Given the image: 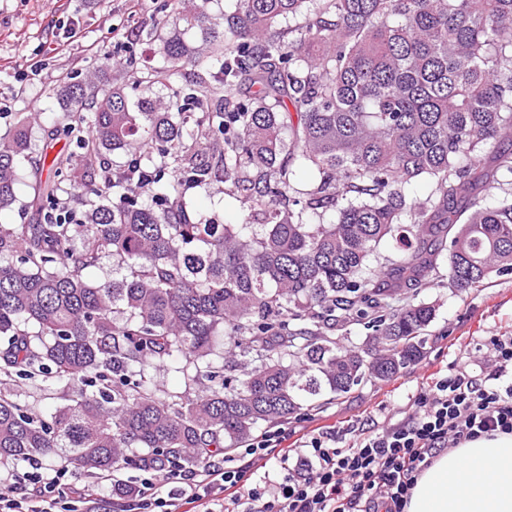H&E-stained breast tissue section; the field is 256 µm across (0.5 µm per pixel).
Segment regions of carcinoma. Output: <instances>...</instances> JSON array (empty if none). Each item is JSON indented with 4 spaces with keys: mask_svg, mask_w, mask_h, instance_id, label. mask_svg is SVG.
<instances>
[{
    "mask_svg": "<svg viewBox=\"0 0 512 512\" xmlns=\"http://www.w3.org/2000/svg\"><path fill=\"white\" fill-rule=\"evenodd\" d=\"M201 2L170 0L151 32L165 65L54 90L50 166L6 117L0 211L25 173L36 220L0 224V368L72 396L37 416L0 391V463L202 469L418 363L436 308L392 306L401 287H432L445 260L460 294L512 275V0H234L220 28ZM422 179L432 193L408 203ZM216 183L248 205L241 223L189 206ZM104 257L112 275L88 280ZM347 324L362 344L328 335ZM161 364L183 390L157 388Z\"/></svg>",
    "mask_w": 512,
    "mask_h": 512,
    "instance_id": "1",
    "label": "carcinoma"
}]
</instances>
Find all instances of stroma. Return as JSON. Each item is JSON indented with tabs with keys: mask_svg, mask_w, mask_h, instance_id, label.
<instances>
[{
	"mask_svg": "<svg viewBox=\"0 0 512 512\" xmlns=\"http://www.w3.org/2000/svg\"><path fill=\"white\" fill-rule=\"evenodd\" d=\"M166 4L167 0H0V101L14 112L36 111L41 132H48L62 110L52 87L65 78L95 75L96 58L102 48L111 46L112 35H131L137 46L134 57L113 66L110 79L126 80L133 64H163L158 43L147 33L165 18ZM68 18L78 20L79 27L74 41L67 43L52 28L57 20ZM34 57L44 60L46 69L37 81L23 80L26 63ZM190 199L218 224H234L245 216L242 204L217 185L207 193L191 192ZM421 297L435 303L436 318L424 356L414 369L292 417L284 423L289 440L331 431L345 448L362 429L408 415L423 385L440 368L458 365L474 376H485L484 337L493 331L512 333V277H494L484 287L458 294L449 290L448 270L443 267ZM18 390L22 404L38 412L55 410L69 399L67 389L41 375L19 382Z\"/></svg>",
	"mask_w": 512,
	"mask_h": 512,
	"instance_id": "stroma-1",
	"label": "stroma"
}]
</instances>
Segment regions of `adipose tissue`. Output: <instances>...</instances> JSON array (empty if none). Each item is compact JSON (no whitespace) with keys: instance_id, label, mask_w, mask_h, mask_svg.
I'll list each match as a JSON object with an SVG mask.
<instances>
[{"instance_id":"1","label":"adipose tissue","mask_w":512,"mask_h":512,"mask_svg":"<svg viewBox=\"0 0 512 512\" xmlns=\"http://www.w3.org/2000/svg\"><path fill=\"white\" fill-rule=\"evenodd\" d=\"M405 512H512V435L440 453L419 476Z\"/></svg>"}]
</instances>
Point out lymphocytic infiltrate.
<instances>
[{
	"mask_svg": "<svg viewBox=\"0 0 512 512\" xmlns=\"http://www.w3.org/2000/svg\"><path fill=\"white\" fill-rule=\"evenodd\" d=\"M484 346L486 376L455 365L439 371L412 415L361 433L350 447L319 436L289 450L274 430L248 444L246 462L234 467L213 463L175 474L144 465L137 494L113 505L119 512H404L418 477L441 451L512 435V335L490 334ZM272 461L280 465L278 478L257 480ZM21 482L13 470L0 474V512H78L94 503L63 462L33 497H15Z\"/></svg>",
	"mask_w": 512,
	"mask_h": 512,
	"instance_id": "f902f5d3",
	"label": "lymphocytic infiltrate"
}]
</instances>
